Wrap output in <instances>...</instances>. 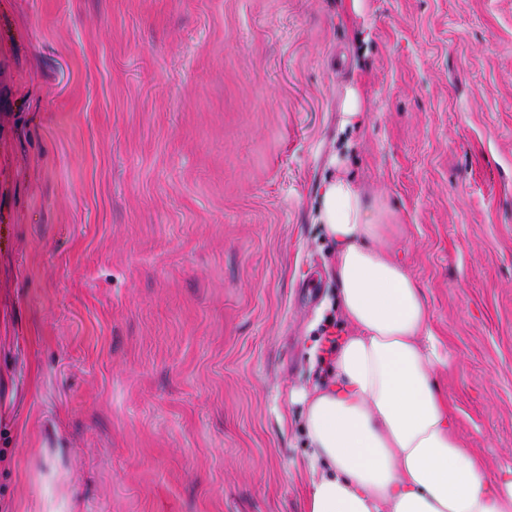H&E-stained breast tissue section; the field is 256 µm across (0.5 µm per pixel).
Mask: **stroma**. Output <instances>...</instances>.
<instances>
[{
  "instance_id": "stroma-1",
  "label": "stroma",
  "mask_w": 512,
  "mask_h": 512,
  "mask_svg": "<svg viewBox=\"0 0 512 512\" xmlns=\"http://www.w3.org/2000/svg\"><path fill=\"white\" fill-rule=\"evenodd\" d=\"M340 168L498 476L512 0H0V512H305Z\"/></svg>"
}]
</instances>
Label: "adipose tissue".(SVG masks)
Returning <instances> with one entry per match:
<instances>
[{
  "label": "adipose tissue",
  "mask_w": 512,
  "mask_h": 512,
  "mask_svg": "<svg viewBox=\"0 0 512 512\" xmlns=\"http://www.w3.org/2000/svg\"><path fill=\"white\" fill-rule=\"evenodd\" d=\"M319 197L354 331L331 356V382L303 396L306 512H512V469L488 477L436 387L448 352L420 284L389 254L391 226L346 174Z\"/></svg>",
  "instance_id": "adipose-tissue-1"
}]
</instances>
